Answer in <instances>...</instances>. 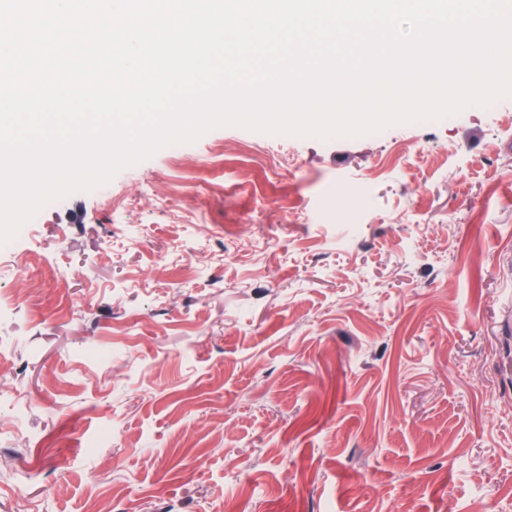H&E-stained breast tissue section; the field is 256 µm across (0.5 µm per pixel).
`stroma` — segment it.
<instances>
[{
  "mask_svg": "<svg viewBox=\"0 0 512 512\" xmlns=\"http://www.w3.org/2000/svg\"><path fill=\"white\" fill-rule=\"evenodd\" d=\"M253 136L0 247V512H512V98Z\"/></svg>",
  "mask_w": 512,
  "mask_h": 512,
  "instance_id": "1",
  "label": "stroma"
}]
</instances>
